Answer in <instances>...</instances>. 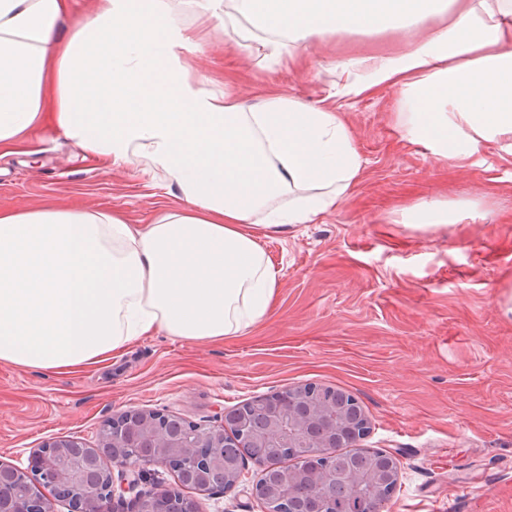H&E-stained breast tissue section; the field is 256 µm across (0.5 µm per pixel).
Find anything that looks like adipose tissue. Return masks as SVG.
Here are the masks:
<instances>
[{
  "instance_id": "1",
  "label": "adipose tissue",
  "mask_w": 512,
  "mask_h": 512,
  "mask_svg": "<svg viewBox=\"0 0 512 512\" xmlns=\"http://www.w3.org/2000/svg\"><path fill=\"white\" fill-rule=\"evenodd\" d=\"M202 26L249 17L266 57L331 33L415 31L408 48L340 64L322 105L244 106L181 63L173 0H0V157L49 126L84 156L143 165L181 205L150 224L119 211L0 209V364L69 373L156 332L217 343L266 320L278 273L261 233L347 202L363 160L339 106L398 87V118L435 161L512 155V0H195ZM75 15L61 36L59 21ZM431 197L412 224L484 220Z\"/></svg>"
}]
</instances>
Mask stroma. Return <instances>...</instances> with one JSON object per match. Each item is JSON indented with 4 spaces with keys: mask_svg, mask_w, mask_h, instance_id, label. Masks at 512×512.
Here are the masks:
<instances>
[{
    "mask_svg": "<svg viewBox=\"0 0 512 512\" xmlns=\"http://www.w3.org/2000/svg\"><path fill=\"white\" fill-rule=\"evenodd\" d=\"M249 19L213 24L181 62L214 89L292 95L319 105L338 63L404 49L391 33L340 32L295 47L296 61L247 52ZM384 87L344 110L364 168L350 200L317 224L262 238L279 271L274 312L247 335L194 343L165 334L68 375L0 364V462L26 468L34 449L72 435L95 445L129 409L216 426L224 411L308 384L355 396L368 421L362 448L400 462L385 512H512V159L484 150L471 164L436 162L396 120ZM438 195L481 199L490 218L436 227L404 207ZM59 205L120 210L134 224L180 205L140 167L112 170L44 127L28 151L0 159V209ZM243 480L207 495L202 512H257Z\"/></svg>",
    "mask_w": 512,
    "mask_h": 512,
    "instance_id": "stroma-1",
    "label": "stroma"
}]
</instances>
